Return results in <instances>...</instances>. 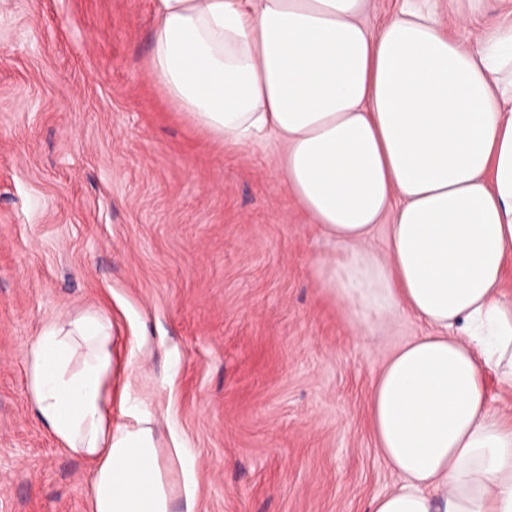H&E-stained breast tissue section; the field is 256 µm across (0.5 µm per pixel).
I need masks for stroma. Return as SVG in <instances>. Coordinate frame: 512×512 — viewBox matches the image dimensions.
<instances>
[{"label":"stroma","instance_id":"1","mask_svg":"<svg viewBox=\"0 0 512 512\" xmlns=\"http://www.w3.org/2000/svg\"><path fill=\"white\" fill-rule=\"evenodd\" d=\"M466 46L512 0H432ZM152 0H0V512H88L90 465L30 409L24 350L56 317L112 321V379L150 416L172 512H369L398 477L368 392L426 327L349 328L329 244L279 144L202 134L151 78Z\"/></svg>","mask_w":512,"mask_h":512}]
</instances>
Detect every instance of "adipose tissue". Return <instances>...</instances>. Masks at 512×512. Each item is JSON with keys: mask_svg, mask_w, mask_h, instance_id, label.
I'll use <instances>...</instances> for the list:
<instances>
[{"mask_svg": "<svg viewBox=\"0 0 512 512\" xmlns=\"http://www.w3.org/2000/svg\"><path fill=\"white\" fill-rule=\"evenodd\" d=\"M374 0H154L151 77L204 134L271 137L334 250L313 271L346 323L428 331L381 367L370 431L399 477L370 512H512V27L476 50L423 6L378 30ZM385 226L384 247L373 244ZM34 414L91 466L90 512H170L148 418L112 422V321L59 318L25 350ZM487 393L491 404L500 410L506 417H512V389L502 388L496 377L489 374L487 379Z\"/></svg>", "mask_w": 512, "mask_h": 512, "instance_id": "adipose-tissue-1", "label": "adipose tissue"}]
</instances>
